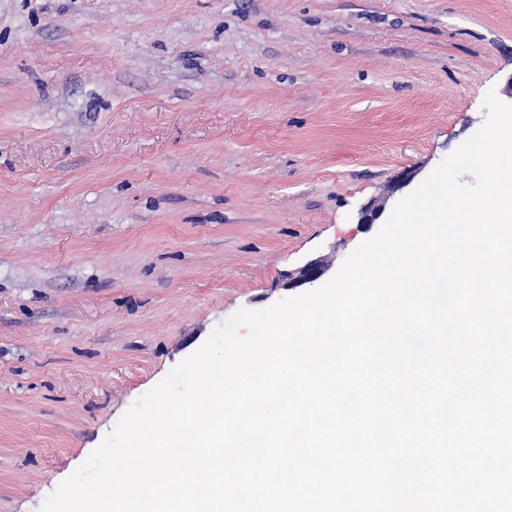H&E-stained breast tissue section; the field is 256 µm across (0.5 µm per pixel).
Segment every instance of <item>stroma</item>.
Wrapping results in <instances>:
<instances>
[{
  "label": "stroma",
  "instance_id": "35a3bbf8",
  "mask_svg": "<svg viewBox=\"0 0 512 512\" xmlns=\"http://www.w3.org/2000/svg\"><path fill=\"white\" fill-rule=\"evenodd\" d=\"M512 98V0H0V512Z\"/></svg>",
  "mask_w": 512,
  "mask_h": 512
}]
</instances>
